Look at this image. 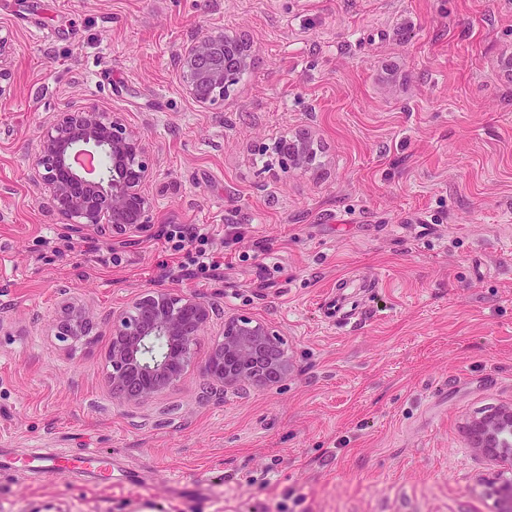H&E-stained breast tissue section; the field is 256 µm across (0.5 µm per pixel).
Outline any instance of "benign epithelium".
Wrapping results in <instances>:
<instances>
[{
  "label": "benign epithelium",
  "instance_id": "7a95c632",
  "mask_svg": "<svg viewBox=\"0 0 512 512\" xmlns=\"http://www.w3.org/2000/svg\"><path fill=\"white\" fill-rule=\"evenodd\" d=\"M254 63L243 43L205 33L187 41L175 66L189 96L200 103L224 99L233 76ZM277 152L288 167L304 168L313 142L301 132L284 140ZM152 172L142 135L117 117L93 106L56 114L40 144L34 182L73 236L107 229L118 235L143 234L152 225L142 185ZM217 315L213 303L188 291L147 288L128 309L104 316L112 321L106 351L107 385L113 400L135 407L180 381L195 363V346ZM68 302L61 308L56 337L67 342L96 334L104 318ZM292 371L286 341L270 324L251 313L224 318L222 338L201 372L215 389H264L288 379ZM473 448L501 469L487 486L497 512H512V406H502L467 423Z\"/></svg>",
  "mask_w": 512,
  "mask_h": 512
}]
</instances>
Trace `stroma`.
Here are the masks:
<instances>
[{
	"label": "stroma",
	"mask_w": 512,
	"mask_h": 512,
	"mask_svg": "<svg viewBox=\"0 0 512 512\" xmlns=\"http://www.w3.org/2000/svg\"><path fill=\"white\" fill-rule=\"evenodd\" d=\"M255 58L203 105L192 35ZM512 0H0V512H496L464 426L512 405ZM96 106L153 162V228L69 236L32 174L57 112ZM315 157L283 168L279 139ZM168 224L219 275L172 282L287 340L288 380L225 398L199 369L126 408L110 328L161 282ZM100 448L98 478L26 474ZM171 229L166 231L165 242L169 243L177 239V247L184 248L185 244L191 245L195 240L205 239V235L200 233L199 228L194 224H168ZM102 320H104L102 316L89 308L75 302H68L61 308L55 335L62 342L79 341L95 336Z\"/></svg>",
	"instance_id": "stroma-1"
}]
</instances>
